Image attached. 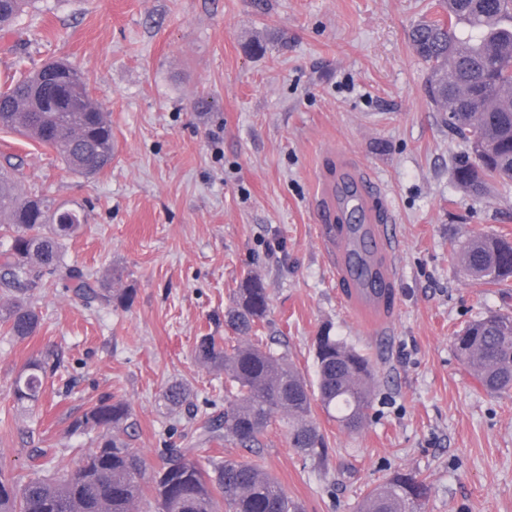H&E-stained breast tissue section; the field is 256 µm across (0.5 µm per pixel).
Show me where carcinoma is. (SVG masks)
<instances>
[{"label":"carcinoma","mask_w":512,"mask_h":512,"mask_svg":"<svg viewBox=\"0 0 512 512\" xmlns=\"http://www.w3.org/2000/svg\"><path fill=\"white\" fill-rule=\"evenodd\" d=\"M443 17L423 19L409 39L430 69L429 96L444 113L448 132L466 150L455 163L458 185L483 192L494 183H512V0H439ZM29 0H0V30L6 31ZM67 81L69 109L52 112L34 95L48 69ZM47 136L66 167L86 178L112 164V124L94 104L84 74L55 60L0 90V127ZM21 165L0 168V226L11 238L0 253V289L12 294L0 306V325L18 339L40 324L30 292L47 276L85 300L125 306L131 294H103L91 274L64 266L66 243L81 227L80 214L54 206L42 193L17 192ZM461 269L477 281L506 286L512 280V243L483 235L458 248ZM269 295L262 280L248 275L233 290L224 311V331L236 343L212 334L199 337L195 353L205 366L224 370V412L197 428L194 447L172 450L152 467L121 438L132 412L127 402L99 400L77 419L84 433L112 431V437L73 467H39L13 478L0 476V512H299L277 479L260 465L265 433L281 414L290 447L322 462L324 434L314 419L322 409L348 431L361 427L374 400L375 370L370 358L326 331L314 344L316 384L309 383L285 354L251 341L266 320ZM474 379L491 394L512 390V318L488 314L454 338ZM46 360L31 359L12 383L14 403L32 411L46 376ZM172 410L192 405L191 390L172 383L161 394ZM226 440L251 455L235 459L203 456V446ZM430 493L425 480L397 472L371 489L359 512H419Z\"/></svg>","instance_id":"carcinoma-1"}]
</instances>
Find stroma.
<instances>
[{
  "label": "stroma",
  "instance_id": "stroma-1",
  "mask_svg": "<svg viewBox=\"0 0 512 512\" xmlns=\"http://www.w3.org/2000/svg\"><path fill=\"white\" fill-rule=\"evenodd\" d=\"M437 0H36L0 33V88L65 59L85 73L112 121L116 152L93 178L38 142L0 128V162L22 164L20 194L39 189L84 217L64 261L96 287L132 290L131 306L84 304L61 280L34 293L41 324L0 329V474L75 465L97 433L73 421L101 398L130 404L126 439L152 464L224 410V375L195 357L224 333L231 291L248 274L269 293V346L314 379L322 330L366 354L375 399L354 432L323 411L317 463L269 427L265 468L301 512H355L392 473L415 472L422 512H512V392L482 390L453 336L491 312L512 315V287L465 276L469 238L512 241V186L482 196L453 176L463 146L428 94L409 29ZM363 168L397 227L392 301L346 305L324 258L316 204L334 172ZM51 370L35 412L10 383L32 358ZM187 385L193 409L168 410ZM161 399L164 405L172 410L192 405L191 390L182 383L167 385L161 394Z\"/></svg>",
  "mask_w": 512,
  "mask_h": 512
}]
</instances>
